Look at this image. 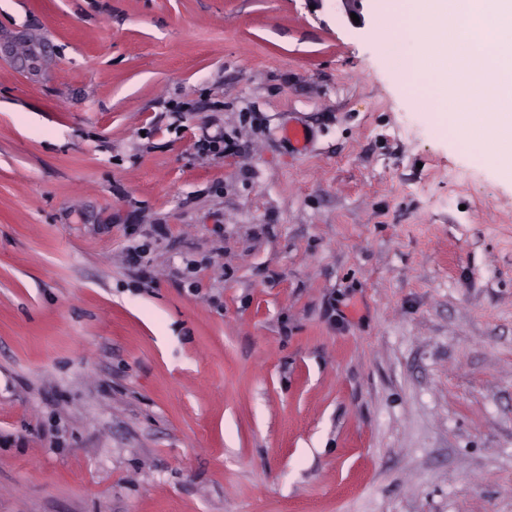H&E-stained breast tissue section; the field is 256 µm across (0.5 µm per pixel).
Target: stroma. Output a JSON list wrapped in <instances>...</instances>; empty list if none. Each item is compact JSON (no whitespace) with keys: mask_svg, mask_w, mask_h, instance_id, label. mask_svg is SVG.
Listing matches in <instances>:
<instances>
[{"mask_svg":"<svg viewBox=\"0 0 512 512\" xmlns=\"http://www.w3.org/2000/svg\"><path fill=\"white\" fill-rule=\"evenodd\" d=\"M385 10L0 0V512H512V181Z\"/></svg>","mask_w":512,"mask_h":512,"instance_id":"35a3bbf8","label":"stroma"}]
</instances>
